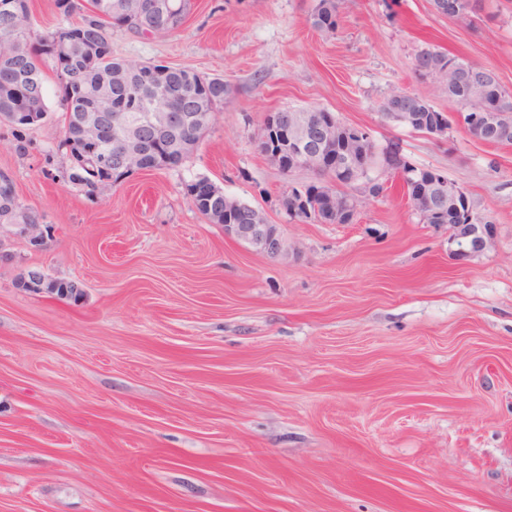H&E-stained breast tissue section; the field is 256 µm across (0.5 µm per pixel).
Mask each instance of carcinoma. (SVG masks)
<instances>
[{
  "mask_svg": "<svg viewBox=\"0 0 512 512\" xmlns=\"http://www.w3.org/2000/svg\"><path fill=\"white\" fill-rule=\"evenodd\" d=\"M13 11L0 10V119L10 120L15 112L46 111L45 71H52L59 83L64 107L65 145L80 132L88 118L107 124L103 149L110 153L112 105L137 97L161 108L171 106L181 112H210L224 104L229 88L224 80L199 83L198 73L189 67H175L166 76L165 87L171 98L147 82L149 65L112 57V26L125 27L140 35L161 36L176 32L186 17L189 0H173V9L155 17L147 6L151 0H54L56 23L50 30H34L27 0H13ZM455 20L471 25L481 10V0H454ZM346 0H318L311 14L312 25L322 31H336L337 19ZM431 66L446 71L472 66V62L438 48H424L414 58L413 69L420 73ZM474 97L484 112H511L512 94L500 85L475 89L466 82L452 83L448 98L454 102ZM201 179L186 185V194L204 216L224 207V198L196 194ZM0 218L17 224H37V212L24 207L14 195H0Z\"/></svg>",
  "mask_w": 512,
  "mask_h": 512,
  "instance_id": "carcinoma-1",
  "label": "carcinoma"
}]
</instances>
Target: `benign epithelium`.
<instances>
[{"mask_svg": "<svg viewBox=\"0 0 512 512\" xmlns=\"http://www.w3.org/2000/svg\"><path fill=\"white\" fill-rule=\"evenodd\" d=\"M147 125L155 134L164 137L170 132L183 129L193 119L202 120V114L192 116L186 112L153 108L144 113ZM429 125L422 126V133L437 142L448 140V115L432 113ZM485 122L467 130L473 139L494 143V138H512V114L486 112ZM113 128L123 141L124 150L119 153L118 166L111 169L112 157L100 152L99 131L91 124L85 128L84 145L98 151L95 167L90 169L86 180L95 187V197L116 183V177H126L137 172L131 159L140 155L143 142L138 130L142 125L129 113L114 114ZM259 148L275 167L287 174L297 169L307 170L316 176L329 175L330 185L362 186L369 196L381 194V175L390 173L400 176V183H418L419 194L410 200L420 220L425 224L448 223V208H453L457 223L452 225L450 243L457 246L455 254L469 257L484 243L487 225L478 220L474 203L467 189L451 181L438 170L409 169L406 159L394 142L377 144L363 128L348 125L331 112H273L268 114L258 131ZM290 203L288 214L305 211L319 222L351 224L357 214L358 202L353 195L344 198L325 190L308 192V187L292 186L288 190ZM255 216L250 224H224V236L244 242L255 250L277 259L288 254V245L277 225L269 223L263 210L253 208ZM8 225L0 221V230ZM10 234L25 239L35 249L43 245L50 226L41 224H12ZM57 279L35 271H27L20 277L19 285L38 292H48Z\"/></svg>", "mask_w": 512, "mask_h": 512, "instance_id": "benign-epithelium-1", "label": "benign epithelium"}]
</instances>
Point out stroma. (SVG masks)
Returning <instances> with one entry per match:
<instances>
[{
    "mask_svg": "<svg viewBox=\"0 0 512 512\" xmlns=\"http://www.w3.org/2000/svg\"><path fill=\"white\" fill-rule=\"evenodd\" d=\"M317 0H191L165 37L116 27L115 56L190 67L229 88L182 166L133 174L97 202L62 177L48 114L0 173L52 232L0 239V512H512V144L452 126L447 143L387 122L396 92L455 111L417 76L424 47L464 55L512 92V0L462 26L433 0H348L335 33ZM317 108L441 170L491 223L455 258L399 181L352 224L289 221L283 174L254 134ZM208 178L264 209L291 253L224 234L186 194ZM38 269L79 301L19 288Z\"/></svg>",
    "mask_w": 512,
    "mask_h": 512,
    "instance_id": "1",
    "label": "stroma"
}]
</instances>
